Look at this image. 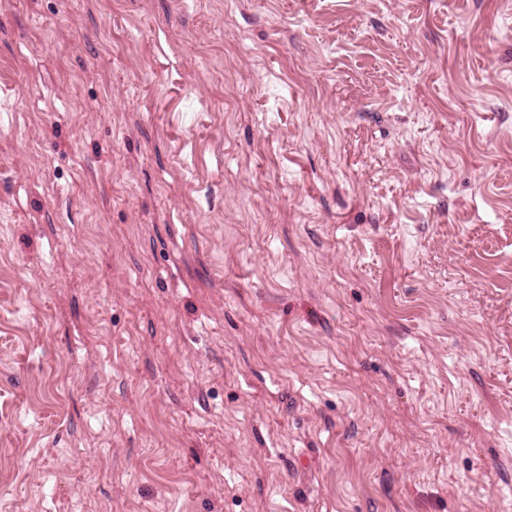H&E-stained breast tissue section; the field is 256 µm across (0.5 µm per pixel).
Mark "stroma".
I'll use <instances>...</instances> for the list:
<instances>
[{
    "label": "stroma",
    "mask_w": 512,
    "mask_h": 512,
    "mask_svg": "<svg viewBox=\"0 0 512 512\" xmlns=\"http://www.w3.org/2000/svg\"><path fill=\"white\" fill-rule=\"evenodd\" d=\"M0 512H512V0H0Z\"/></svg>",
    "instance_id": "35a3bbf8"
}]
</instances>
